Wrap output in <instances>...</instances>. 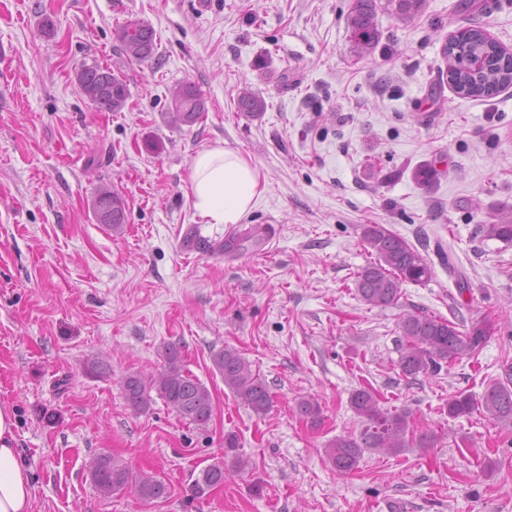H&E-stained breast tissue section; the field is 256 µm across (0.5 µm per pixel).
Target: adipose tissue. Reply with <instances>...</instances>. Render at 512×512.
<instances>
[{
    "label": "adipose tissue",
    "instance_id": "obj_1",
    "mask_svg": "<svg viewBox=\"0 0 512 512\" xmlns=\"http://www.w3.org/2000/svg\"><path fill=\"white\" fill-rule=\"evenodd\" d=\"M193 204L211 224H237L261 195V174L240 151L214 146L199 151L190 166ZM15 418L0 405V512H32L27 467L14 448Z\"/></svg>",
    "mask_w": 512,
    "mask_h": 512
}]
</instances>
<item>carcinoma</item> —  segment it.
Returning <instances> with one entry per match:
<instances>
[{"instance_id":"carcinoma-1","label":"carcinoma","mask_w":512,"mask_h":512,"mask_svg":"<svg viewBox=\"0 0 512 512\" xmlns=\"http://www.w3.org/2000/svg\"><path fill=\"white\" fill-rule=\"evenodd\" d=\"M423 0H352L350 26L355 47L362 51L374 49L380 38L378 10L394 14L400 20L418 15ZM122 48L135 46L139 55L135 62H144L155 53L153 29L138 20H128L120 28ZM448 63V83L465 97H490L512 86V53L502 49L486 32L466 28L448 37L442 49ZM81 94L99 111L120 112L129 98L124 80L97 63L84 65L76 74ZM242 112L260 113L266 109L265 100L252 92L238 98ZM206 111L205 101L192 83H181L171 92V112L184 124L197 122ZM97 220L118 230L125 223V205L121 196L108 186L97 190L93 200ZM483 236L505 244L512 243V210L500 212L491 224L481 227ZM363 240L373 261L362 267L356 276L360 299L373 307H387L400 298L405 282L424 284L433 275L428 256L401 236L381 224H367ZM401 344L398 367L413 380L418 376L437 375L443 366L463 357L479 354L489 340V332L479 323L471 324L464 332L449 319L425 310L405 314L399 323ZM212 362L224 386L256 413H266L272 399L265 381L252 369L250 362L234 347H224L212 354ZM124 398L133 410L144 411L152 401L151 393L163 400L180 419L197 427L208 426L213 416V397L210 389L188 369L180 350L167 346L163 351L162 369L149 376L130 375L122 385ZM350 406L363 419L359 436L342 435L326 448L329 462L340 474H349L358 467L364 452L385 450L396 453L409 447V437H418L419 446H431L433 434L416 433L406 412L390 413L380 406L371 388L361 387L352 392ZM483 413L497 421L512 424V387L496 382L489 385L479 398L462 392L448 400V416L458 418L474 412ZM300 417L317 421L320 405L314 399L303 398L297 403ZM96 490L111 496L128 486L137 496L152 502L168 496V486L155 476L136 474L108 456L94 460L90 466ZM224 484V463L214 462L201 472L190 486L191 496L202 498L205 488Z\"/></svg>"}]
</instances>
